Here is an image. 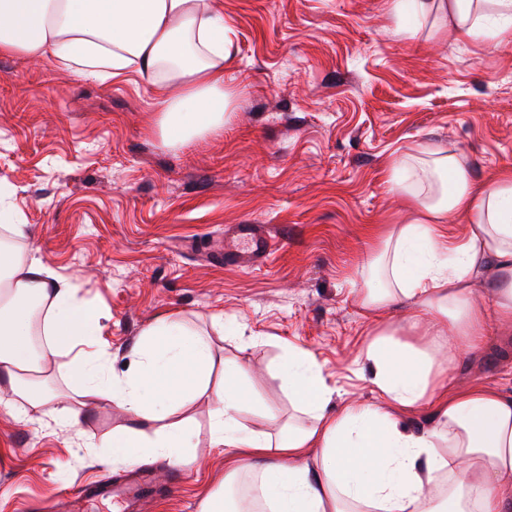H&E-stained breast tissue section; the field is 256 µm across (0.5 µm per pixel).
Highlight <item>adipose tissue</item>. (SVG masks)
<instances>
[{
    "instance_id": "ef3b65f1",
    "label": "adipose tissue",
    "mask_w": 512,
    "mask_h": 512,
    "mask_svg": "<svg viewBox=\"0 0 512 512\" xmlns=\"http://www.w3.org/2000/svg\"><path fill=\"white\" fill-rule=\"evenodd\" d=\"M417 26L463 37H496L512 22V0H390ZM233 30L217 0H0V54L39 60L92 79L135 71L154 90L156 123L166 145L224 125L236 92L224 83ZM391 190L415 212L375 252L359 305L374 318L410 307L411 319L388 324L362 352L382 405L332 402L315 353L290 344L284 372L299 423L278 434L237 420L248 396L236 369L211 383L206 330L170 312L143 328L131 370L118 374L103 351L99 315L77 287L36 254L0 246V401L32 403L50 371L68 375L77 404L58 421L73 428L80 410L107 402L131 423L113 430L121 461L162 457L189 465L198 432L180 408L213 402L212 447L248 449L268 512H512V393L472 387L449 394L427 429L411 431L397 409L423 404L457 354L472 350L488 316L512 327V173L477 182L456 146L425 148L394 168ZM468 218L466 239L450 244L443 226ZM494 280H486L488 270ZM487 281L491 303L476 287Z\"/></svg>"
}]
</instances>
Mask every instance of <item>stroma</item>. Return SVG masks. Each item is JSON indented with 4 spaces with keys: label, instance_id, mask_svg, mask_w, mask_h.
<instances>
[{
    "label": "stroma",
    "instance_id": "stroma-1",
    "mask_svg": "<svg viewBox=\"0 0 512 512\" xmlns=\"http://www.w3.org/2000/svg\"><path fill=\"white\" fill-rule=\"evenodd\" d=\"M235 32L224 70L237 96L222 131L165 146L148 79L86 80L55 62L0 54V196L43 262L73 278L100 314L116 372L142 329L180 311L213 336V381L243 368L246 427L276 433L295 411L279 368L283 346L311 349L346 398L376 405L356 359L374 321L356 292L386 233L409 223L389 172L420 147H461L478 181L512 169V30L464 39L415 30L387 0H221ZM228 224H268L279 241L248 269L211 258ZM445 374L449 391L512 392V332L487 327ZM50 401L16 414L0 404V512H119L112 497L74 501V488L119 487L137 466L105 443L125 425L106 403L81 424L56 421ZM211 405L190 410L194 465L149 462L154 492L139 512H201L224 474L209 445ZM276 413L268 420L266 411Z\"/></svg>",
    "mask_w": 512,
    "mask_h": 512
}]
</instances>
